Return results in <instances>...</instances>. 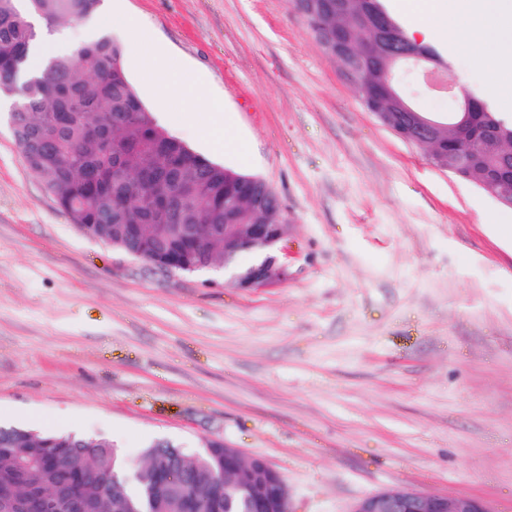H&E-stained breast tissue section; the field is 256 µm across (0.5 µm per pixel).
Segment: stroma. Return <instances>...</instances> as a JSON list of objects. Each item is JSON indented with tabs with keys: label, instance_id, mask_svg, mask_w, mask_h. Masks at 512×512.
Instances as JSON below:
<instances>
[{
	"label": "stroma",
	"instance_id": "1",
	"mask_svg": "<svg viewBox=\"0 0 512 512\" xmlns=\"http://www.w3.org/2000/svg\"><path fill=\"white\" fill-rule=\"evenodd\" d=\"M219 97L247 157L211 154L207 112L158 124L260 178L288 211V277L241 290L163 277L73 223L0 111V414L42 432L219 439L283 475L293 512H351L408 487L512 512V209L435 168L368 112L288 0H122ZM458 84L488 94L440 37ZM400 88L443 117L412 66Z\"/></svg>",
	"mask_w": 512,
	"mask_h": 512
}]
</instances>
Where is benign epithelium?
I'll use <instances>...</instances> for the list:
<instances>
[{"label": "benign epithelium", "mask_w": 512, "mask_h": 512, "mask_svg": "<svg viewBox=\"0 0 512 512\" xmlns=\"http://www.w3.org/2000/svg\"><path fill=\"white\" fill-rule=\"evenodd\" d=\"M365 54V48L346 40L343 32H336V57L347 58ZM395 57L419 67L428 84L436 90L455 92L456 85L447 80L445 73L429 66L430 57L422 52L406 50L395 53ZM475 98L466 93L458 96L457 112L453 117L458 138L469 145L467 151L448 157V170L464 178L479 173L477 184L497 204L512 209V137L496 138L492 128L477 122L474 112ZM381 119L389 127L398 128L401 138L415 142L422 147L434 148L440 124L418 112H387ZM497 140L499 144L498 164L492 167L478 166L481 159L483 139ZM288 224H251L247 233L238 232V225H224V261L209 267L211 271L228 269L234 257L242 251H254L262 261L253 265L244 274L224 275V280L235 288L252 290L264 288L288 277V264L282 242L287 234ZM127 256L144 261L146 267L156 273L170 276L193 270V261L185 258L154 256L142 259L137 250H130ZM224 469L245 489L262 512H291L288 487L282 477L265 458L244 457L237 449L224 454ZM351 512H492L488 505L475 497L460 495H437L405 488H394L366 495L359 499Z\"/></svg>", "instance_id": "1"}]
</instances>
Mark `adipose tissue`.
Segmentation results:
<instances>
[{
	"label": "adipose tissue",
	"instance_id": "obj_1",
	"mask_svg": "<svg viewBox=\"0 0 512 512\" xmlns=\"http://www.w3.org/2000/svg\"><path fill=\"white\" fill-rule=\"evenodd\" d=\"M407 4L415 20L409 37L425 42L452 34L454 43L473 51L479 65L488 72L492 93L512 101V82L503 78L504 72L512 70V55H502L488 46L493 35L512 34V0H462L465 22L454 30L448 27L446 0H407ZM121 19L129 36L149 49L144 59L145 70L152 76L150 88L159 104L175 97L186 104L203 98L204 87L193 71L186 69L181 77H174L171 56L149 28L132 14H122Z\"/></svg>",
	"mask_w": 512,
	"mask_h": 512
}]
</instances>
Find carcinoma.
<instances>
[{"label":"carcinoma","mask_w":512,"mask_h":512,"mask_svg":"<svg viewBox=\"0 0 512 512\" xmlns=\"http://www.w3.org/2000/svg\"><path fill=\"white\" fill-rule=\"evenodd\" d=\"M50 28L95 14L101 0H0V97L11 99V128L27 166L43 181L58 206L80 228L123 251L141 244L148 255L178 252L197 262L224 258L226 197L245 196L255 177L195 152L168 133L139 99L124 66L123 47L108 34L83 44L75 55L48 61L41 74L20 80L29 60L34 26L20 10ZM305 0H290L318 41L336 28L355 32L367 47L360 64L362 83L355 92L375 90L394 64L375 50L380 22L403 27L382 0H322L323 12H310ZM284 208L275 192L262 211L242 205L232 223L275 224ZM161 224H198L203 240L159 231ZM185 479L171 478V452L156 443L145 448L136 465L139 478L114 485L112 473L129 462L104 435L71 432L43 434L12 427L0 431V488L28 493L41 487H65L80 498L86 512H255L241 490L214 492L224 457L180 448Z\"/></svg>","instance_id":"cac0c4a2"}]
</instances>
